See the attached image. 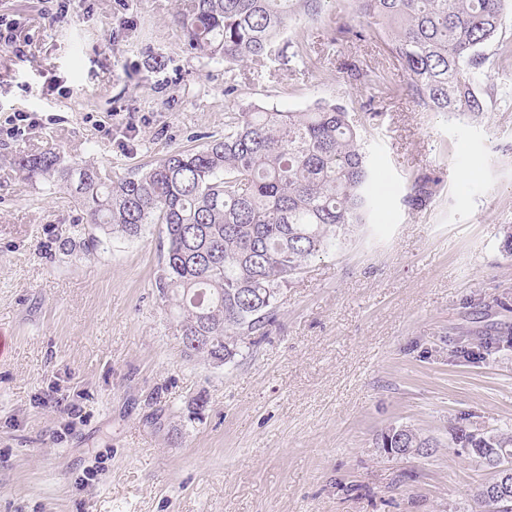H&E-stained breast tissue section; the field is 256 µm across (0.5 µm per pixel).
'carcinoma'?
<instances>
[{
  "instance_id": "obj_1",
  "label": "carcinoma",
  "mask_w": 512,
  "mask_h": 512,
  "mask_svg": "<svg viewBox=\"0 0 512 512\" xmlns=\"http://www.w3.org/2000/svg\"><path fill=\"white\" fill-rule=\"evenodd\" d=\"M328 0H186L175 20L190 49L233 65L305 63L314 46L284 38L302 14L319 18ZM505 0H352L336 32L362 37L352 21L368 17L388 32L406 73L399 87L416 107L446 116L484 111L475 90L482 48L503 25ZM372 97L385 76L350 64ZM25 178L67 190L85 211L64 249L104 250L113 234L162 225L166 251L155 279L177 313L184 352L227 363L240 344L267 335L282 287L315 258L335 252L371 211L373 182L358 126L347 108L318 101L302 111L257 107L224 113V136L178 150L155 164L112 177L92 164L64 166L48 150L19 158ZM439 181L417 176L406 202L420 209ZM379 447L405 455L433 447L407 425L381 433ZM452 445L484 464L494 453L512 464V431L454 429ZM482 512H512V497L476 495Z\"/></svg>"
}]
</instances>
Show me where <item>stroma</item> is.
<instances>
[{
  "mask_svg": "<svg viewBox=\"0 0 512 512\" xmlns=\"http://www.w3.org/2000/svg\"><path fill=\"white\" fill-rule=\"evenodd\" d=\"M182 2L85 0L62 16L49 0H0L27 43L0 48V512H474L492 474L450 448L451 429H512V347L456 354L512 333V0L483 49V112L378 103L360 128L368 223L284 287L268 336L221 366L184 356L154 287L160 225L63 250L86 215L26 180L18 155L52 149L124 175L222 135L228 110L326 100L361 116L368 94L347 64L406 76L379 26L337 36L350 0L289 26L321 59L286 69L189 50ZM17 112L38 123L15 138ZM418 175L440 185L414 209ZM393 424L438 445L387 453L376 439Z\"/></svg>",
  "mask_w": 512,
  "mask_h": 512,
  "instance_id": "35a3bbf8",
  "label": "stroma"
}]
</instances>
